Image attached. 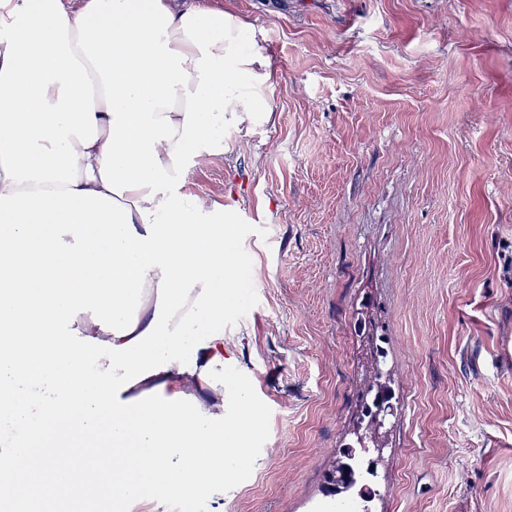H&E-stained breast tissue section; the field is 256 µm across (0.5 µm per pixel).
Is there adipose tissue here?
<instances>
[{"mask_svg": "<svg viewBox=\"0 0 512 512\" xmlns=\"http://www.w3.org/2000/svg\"><path fill=\"white\" fill-rule=\"evenodd\" d=\"M244 30L205 0H0V411L43 447L22 483L25 443L0 451L1 503L190 497L259 431L224 421V208L182 190L262 109Z\"/></svg>", "mask_w": 512, "mask_h": 512, "instance_id": "ef3b65f1", "label": "adipose tissue"}]
</instances>
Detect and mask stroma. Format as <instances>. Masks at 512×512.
Listing matches in <instances>:
<instances>
[{
    "label": "stroma",
    "instance_id": "1",
    "mask_svg": "<svg viewBox=\"0 0 512 512\" xmlns=\"http://www.w3.org/2000/svg\"><path fill=\"white\" fill-rule=\"evenodd\" d=\"M208 2L270 75L183 185L234 229L224 418L262 425L223 483L132 512H316L376 335L373 512H512V0ZM384 353L381 349H376V357H374V365L372 370L363 378L361 386L362 390H365L372 395L373 401H376L379 397L385 396L386 399L390 400L393 398V391L390 386V378L384 373ZM388 380V382H387Z\"/></svg>",
    "mask_w": 512,
    "mask_h": 512
}]
</instances>
